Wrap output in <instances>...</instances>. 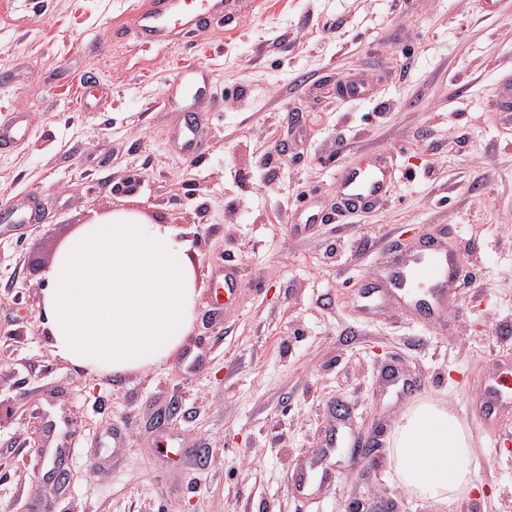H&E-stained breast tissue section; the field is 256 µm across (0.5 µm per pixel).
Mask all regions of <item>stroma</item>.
Segmentation results:
<instances>
[{
	"mask_svg": "<svg viewBox=\"0 0 512 512\" xmlns=\"http://www.w3.org/2000/svg\"><path fill=\"white\" fill-rule=\"evenodd\" d=\"M0 0V115L31 134L0 149V512H434L388 464L409 403L377 373L400 363L417 399L480 421L472 383L512 360V116L495 100L512 78V0H264L234 27L213 22L140 44L132 4ZM181 87L203 155L172 138L183 113L157 108ZM364 98L346 100V80ZM87 95L91 108H82ZM371 150L393 155L390 196L340 216L337 172ZM35 203V224H10ZM129 208L179 230L198 297L180 355L122 378L55 356L41 324L46 271L95 216ZM403 244L448 232L463 256L447 327L390 309L365 320L354 298ZM245 281L235 311L212 316L226 262ZM341 410L369 456L345 450L316 499L289 489ZM121 426L113 455L107 433ZM72 449L65 492L42 448ZM476 489L452 512H512V416L475 438Z\"/></svg>",
	"mask_w": 512,
	"mask_h": 512,
	"instance_id": "1",
	"label": "stroma"
}]
</instances>
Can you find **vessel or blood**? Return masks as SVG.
<instances>
[{"instance_id": "b4317fda", "label": "vessel or blood", "mask_w": 512, "mask_h": 512, "mask_svg": "<svg viewBox=\"0 0 512 512\" xmlns=\"http://www.w3.org/2000/svg\"><path fill=\"white\" fill-rule=\"evenodd\" d=\"M240 0H197L195 10H188L185 0H151L139 16L141 37L158 40L177 28L188 29L198 21L219 18L231 20ZM30 133L26 116L9 113L0 119V145L19 144ZM395 177L385 152L369 154L360 164L346 167L336 177V200L340 214L365 213L376 209L386 198ZM388 258L367 288L358 295L361 312L376 317L389 306L396 305L422 317L428 324L447 326L454 314L450 292L458 287L463 275L459 252L445 239L432 237L420 241L415 248L402 247L397 241L387 245ZM242 277L238 267L224 268V308L232 310L241 291ZM384 385L396 397L413 393L414 385L402 371L388 370ZM484 429H492L502 413L512 408V385L488 374L474 387ZM344 442L340 433L329 434L324 447L292 473V487L303 495L312 494L331 474L325 466Z\"/></svg>"}]
</instances>
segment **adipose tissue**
I'll list each match as a JSON object with an SVG mask.
<instances>
[{
    "instance_id": "ef3b65f1",
    "label": "adipose tissue",
    "mask_w": 512,
    "mask_h": 512,
    "mask_svg": "<svg viewBox=\"0 0 512 512\" xmlns=\"http://www.w3.org/2000/svg\"><path fill=\"white\" fill-rule=\"evenodd\" d=\"M186 244L170 225L116 210L83 225L46 272L43 329L54 354L91 375L164 362L191 327L196 288ZM468 429L425 400L401 418L389 448L399 485L448 512L477 474Z\"/></svg>"
}]
</instances>
